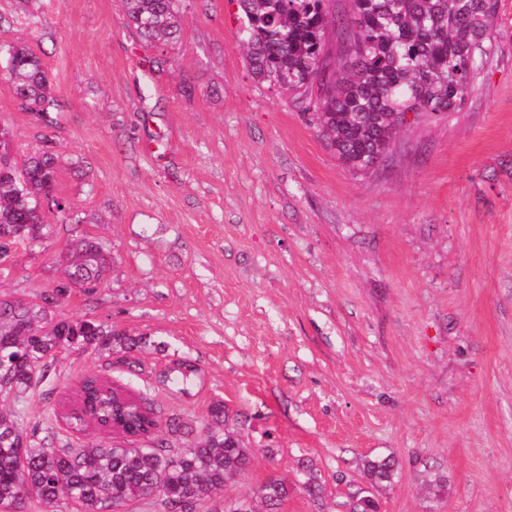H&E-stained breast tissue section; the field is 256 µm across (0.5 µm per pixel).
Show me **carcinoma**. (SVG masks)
Listing matches in <instances>:
<instances>
[{"label": "carcinoma", "instance_id": "obj_1", "mask_svg": "<svg viewBox=\"0 0 512 512\" xmlns=\"http://www.w3.org/2000/svg\"><path fill=\"white\" fill-rule=\"evenodd\" d=\"M179 0H125L129 20L150 42L170 41L180 30ZM331 0H240L241 39L251 50L252 74L308 102L313 122L336 157L355 172H368L391 149L408 112H454L471 92L480 65L491 52L498 0H349L348 13L330 17ZM339 47L327 49L329 20ZM17 98L40 120L59 102L42 61L23 42L0 45ZM57 159L49 152L19 168L0 127V261L17 246L47 235L45 201L63 215L71 204L53 198ZM71 265L44 305L0 296V512L36 503L43 512H113L134 500L153 499L164 512H198L200 504L244 477L252 453L242 439L244 423L229 420L216 403L195 429L150 399L128 417L136 434L151 424L191 437L182 448L163 445L46 447L38 430L25 428L15 407L46 376L49 360L68 349L91 346L129 353L142 339L92 320H55L46 305L70 288L95 290L112 265L105 245L76 239ZM199 373L190 360L176 359L164 375L183 389ZM81 385L88 412L112 427V391L91 375ZM399 464L392 457L363 464L369 487L352 497L351 512H377L372 489L391 482ZM303 486L314 501L324 493L317 470L302 467ZM288 499V483L271 479L244 512H276Z\"/></svg>", "mask_w": 512, "mask_h": 512}]
</instances>
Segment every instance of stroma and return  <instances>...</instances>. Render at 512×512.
<instances>
[{
	"label": "stroma",
	"mask_w": 512,
	"mask_h": 512,
	"mask_svg": "<svg viewBox=\"0 0 512 512\" xmlns=\"http://www.w3.org/2000/svg\"><path fill=\"white\" fill-rule=\"evenodd\" d=\"M180 18L150 46L124 0H0V43L28 41L60 104L42 122L0 78V126L17 165L51 148L74 209L0 264V295L41 303L69 243L96 239L105 280L51 313L145 339L138 375L58 353L24 426L62 434L56 412L96 374L185 419L217 401L246 416L253 466L201 512L273 477L282 512H349L383 456L400 468L379 512H512V0L461 107L407 113L368 173L255 80L238 0H181ZM177 358L199 369L183 392L159 381ZM307 460L319 504L298 485Z\"/></svg>",
	"instance_id": "stroma-1"
}]
</instances>
